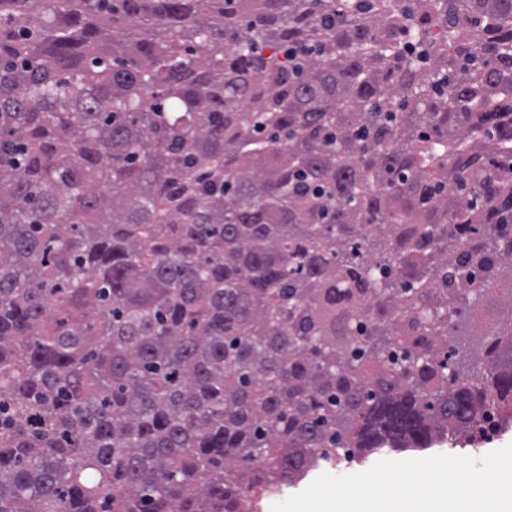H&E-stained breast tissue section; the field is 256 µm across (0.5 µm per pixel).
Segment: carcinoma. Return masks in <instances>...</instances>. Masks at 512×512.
Segmentation results:
<instances>
[{
	"instance_id": "carcinoma-1",
	"label": "carcinoma",
	"mask_w": 512,
	"mask_h": 512,
	"mask_svg": "<svg viewBox=\"0 0 512 512\" xmlns=\"http://www.w3.org/2000/svg\"><path fill=\"white\" fill-rule=\"evenodd\" d=\"M510 424L512 0H0V512Z\"/></svg>"
}]
</instances>
